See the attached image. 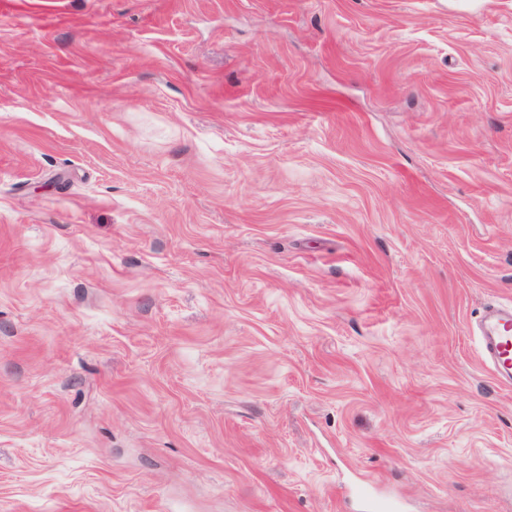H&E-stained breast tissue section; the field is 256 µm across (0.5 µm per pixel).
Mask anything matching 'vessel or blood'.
<instances>
[{"instance_id":"vessel-or-blood-1","label":"vessel or blood","mask_w":512,"mask_h":512,"mask_svg":"<svg viewBox=\"0 0 512 512\" xmlns=\"http://www.w3.org/2000/svg\"><path fill=\"white\" fill-rule=\"evenodd\" d=\"M476 330L484 366L512 384V305L488 307Z\"/></svg>"}]
</instances>
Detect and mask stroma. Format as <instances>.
I'll return each instance as SVG.
<instances>
[{
	"label": "stroma",
	"instance_id": "1",
	"mask_svg": "<svg viewBox=\"0 0 512 512\" xmlns=\"http://www.w3.org/2000/svg\"><path fill=\"white\" fill-rule=\"evenodd\" d=\"M496 300L512 0H0V512H512ZM485 367L512 384V305L488 307L476 324Z\"/></svg>",
	"mask_w": 512,
	"mask_h": 512
}]
</instances>
